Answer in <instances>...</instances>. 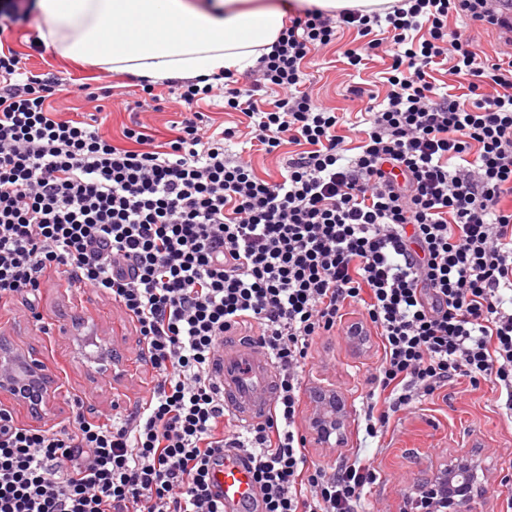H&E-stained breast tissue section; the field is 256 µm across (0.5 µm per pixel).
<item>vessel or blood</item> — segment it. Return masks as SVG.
Segmentation results:
<instances>
[{"mask_svg": "<svg viewBox=\"0 0 512 512\" xmlns=\"http://www.w3.org/2000/svg\"><path fill=\"white\" fill-rule=\"evenodd\" d=\"M210 375L224 396V411L237 425L265 421L273 410L278 377L270 352L246 336H224ZM213 479L224 495L226 512H254L256 489L249 468L228 454Z\"/></svg>", "mask_w": 512, "mask_h": 512, "instance_id": "1", "label": "vessel or blood"}]
</instances>
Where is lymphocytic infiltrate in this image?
Returning <instances> with one entry per match:
<instances>
[{
    "label": "lymphocytic infiltrate",
    "mask_w": 512,
    "mask_h": 512,
    "mask_svg": "<svg viewBox=\"0 0 512 512\" xmlns=\"http://www.w3.org/2000/svg\"><path fill=\"white\" fill-rule=\"evenodd\" d=\"M512 33V0H399L380 15L290 17L247 80L182 84L171 136L142 124L123 144L101 114L65 118L58 78L0 50V303H38L49 275L112 297L135 324L151 386L118 420L72 411L33 428L0 409V512H224L210 471L227 452L249 465L259 512H366L372 464L310 461L299 420L317 337L373 331L383 350L365 432L467 378L504 388L512 417V60L450 19ZM355 33L357 70L389 56L386 95L364 128L302 91L308 55ZM448 63L460 94L439 91ZM276 98L265 104V91ZM246 116L279 178L229 155L234 127L198 106ZM360 306L361 321L344 323ZM255 331L273 356V415L226 427L209 370L226 333ZM387 413H377L378 404Z\"/></svg>",
    "instance_id": "obj_1"
}]
</instances>
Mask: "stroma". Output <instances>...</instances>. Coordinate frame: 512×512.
<instances>
[{"mask_svg": "<svg viewBox=\"0 0 512 512\" xmlns=\"http://www.w3.org/2000/svg\"><path fill=\"white\" fill-rule=\"evenodd\" d=\"M350 38L349 32H341L339 46L312 53L305 68L306 90L343 112L349 125L360 118L359 105L349 99V86L358 83L375 95H384L386 68L384 60L376 57L359 74L345 71L340 46ZM38 39L34 22L0 33V42L19 53L28 70L70 84V93L54 102L58 111L68 117L88 111L81 86H107L111 89L110 97L103 100L108 114L104 126L107 134L120 138L123 127L138 120L157 139L168 137L179 84L155 86L154 92L163 102L161 109L147 107L129 112L125 102L144 97L137 79L73 64L53 48L39 44ZM84 327L89 328L91 337L112 343L121 351L124 372L117 374L88 363L86 355L75 349L73 338ZM0 330L24 347L41 351L49 371L62 383L55 409L47 418H32L25 407L10 405V412L20 424L35 427L66 423L76 399L83 401L85 411L116 416L151 384L152 372L138 353L131 320L111 298L65 278L54 277L45 284L37 307H30L22 299L0 307ZM312 354L305 373V392L319 387L334 389L342 395L346 410L341 444L324 448L312 441L307 443L308 455L315 464L329 469L348 459L373 461L377 479L366 489L367 503L379 512H400L405 492L449 454L465 449L479 456L484 465L483 494L476 499L474 512H511L507 503L512 500V418L499 408V388L485 382L475 389L467 381H459L448 386L444 394L417 401L413 414H393L387 434L379 440L365 436L363 429L367 379L382 357L377 337L359 346L340 334L322 336L316 339Z\"/></svg>", "mask_w": 512, "mask_h": 512, "instance_id": "1", "label": "stroma"}]
</instances>
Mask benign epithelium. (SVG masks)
I'll use <instances>...</instances> for the list:
<instances>
[{"instance_id":"benign-epithelium-1","label":"benign epithelium","mask_w":512,"mask_h":512,"mask_svg":"<svg viewBox=\"0 0 512 512\" xmlns=\"http://www.w3.org/2000/svg\"><path fill=\"white\" fill-rule=\"evenodd\" d=\"M58 388V378L47 370L38 352L16 348L0 353V394L26 406L31 416L41 418L52 410ZM344 426L345 416L335 398L322 399L309 419L314 440L320 444L341 435ZM480 468L479 460L465 451L449 455L416 485L413 506L421 507L420 512H462L463 505L480 494Z\"/></svg>"}]
</instances>
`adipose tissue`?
Listing matches in <instances>:
<instances>
[{"label":"adipose tissue","mask_w":512,"mask_h":512,"mask_svg":"<svg viewBox=\"0 0 512 512\" xmlns=\"http://www.w3.org/2000/svg\"><path fill=\"white\" fill-rule=\"evenodd\" d=\"M291 3L372 12L392 0H38L39 33L71 60L154 84L182 83L255 66L277 41Z\"/></svg>","instance_id":"obj_1"}]
</instances>
